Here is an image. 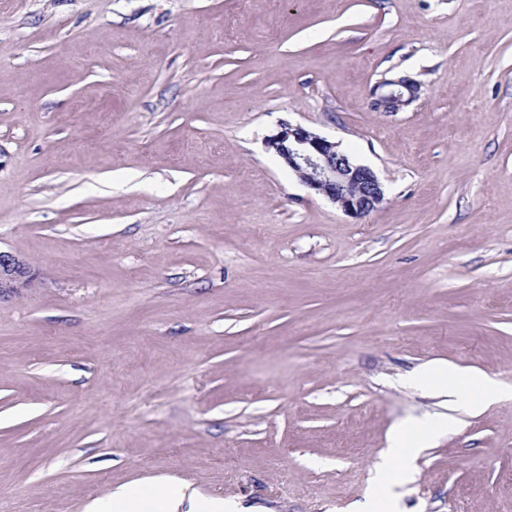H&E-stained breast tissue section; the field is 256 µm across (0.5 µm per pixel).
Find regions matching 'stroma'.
Listing matches in <instances>:
<instances>
[{"label": "stroma", "instance_id": "obj_1", "mask_svg": "<svg viewBox=\"0 0 512 512\" xmlns=\"http://www.w3.org/2000/svg\"><path fill=\"white\" fill-rule=\"evenodd\" d=\"M421 85L373 111L382 79ZM339 143L352 218L264 146ZM0 512H512V0H0ZM507 390L479 412L413 376ZM458 421L379 485L391 430ZM30 267L11 252L0 250V297L8 299L35 283ZM149 494L138 486H121L105 498L88 503L85 512H143Z\"/></svg>", "mask_w": 512, "mask_h": 512}]
</instances>
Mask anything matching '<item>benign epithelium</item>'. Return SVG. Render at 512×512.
Returning <instances> with one entry per match:
<instances>
[{
  "label": "benign epithelium",
  "mask_w": 512,
  "mask_h": 512,
  "mask_svg": "<svg viewBox=\"0 0 512 512\" xmlns=\"http://www.w3.org/2000/svg\"><path fill=\"white\" fill-rule=\"evenodd\" d=\"M420 84L410 78L385 79L371 91L377 112H399L418 97ZM275 154L308 189L326 197L351 217H361L385 200L383 184L373 169L355 162L336 142L301 125L282 122L265 139ZM35 283L30 267L0 250V297L8 299Z\"/></svg>",
  "instance_id": "benign-epithelium-1"
}]
</instances>
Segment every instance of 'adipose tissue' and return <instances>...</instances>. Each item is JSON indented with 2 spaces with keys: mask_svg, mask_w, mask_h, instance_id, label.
<instances>
[{
  "mask_svg": "<svg viewBox=\"0 0 512 512\" xmlns=\"http://www.w3.org/2000/svg\"><path fill=\"white\" fill-rule=\"evenodd\" d=\"M438 380L442 390L462 401L467 409L481 410L489 402L499 398L503 390L499 382L484 374H474L459 369H427L415 374L416 385L425 386L431 380ZM451 419L425 420L397 426L391 436L382 474L407 475L412 455L422 448L426 439L441 430L454 429ZM149 494L138 486H122L107 497L94 500L85 507V512H144L148 506Z\"/></svg>",
  "mask_w": 512,
  "mask_h": 512,
  "instance_id": "ef3b65f1",
  "label": "adipose tissue"
}]
</instances>
